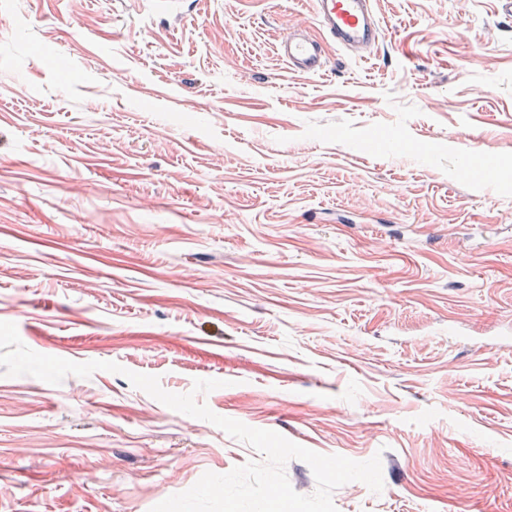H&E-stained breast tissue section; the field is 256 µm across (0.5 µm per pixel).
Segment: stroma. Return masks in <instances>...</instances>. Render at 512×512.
I'll return each mask as SVG.
<instances>
[{"label": "stroma", "instance_id": "obj_1", "mask_svg": "<svg viewBox=\"0 0 512 512\" xmlns=\"http://www.w3.org/2000/svg\"><path fill=\"white\" fill-rule=\"evenodd\" d=\"M0 0V321L321 454L338 512H512V18L374 0ZM255 451L123 375L0 372V512H150ZM313 23L323 38L311 35L305 26L287 29L277 45L292 71L316 74L327 66L324 40L357 52L361 57L379 43L381 31L370 0H314Z\"/></svg>", "mask_w": 512, "mask_h": 512}]
</instances>
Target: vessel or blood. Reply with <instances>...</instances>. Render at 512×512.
Listing matches in <instances>:
<instances>
[{
	"label": "vessel or blood",
	"mask_w": 512,
	"mask_h": 512,
	"mask_svg": "<svg viewBox=\"0 0 512 512\" xmlns=\"http://www.w3.org/2000/svg\"><path fill=\"white\" fill-rule=\"evenodd\" d=\"M313 22L317 34L300 25L287 30L277 46L292 71L301 75L324 70L325 42L365 55L381 38L371 0H314Z\"/></svg>",
	"instance_id": "b4317fda"
}]
</instances>
